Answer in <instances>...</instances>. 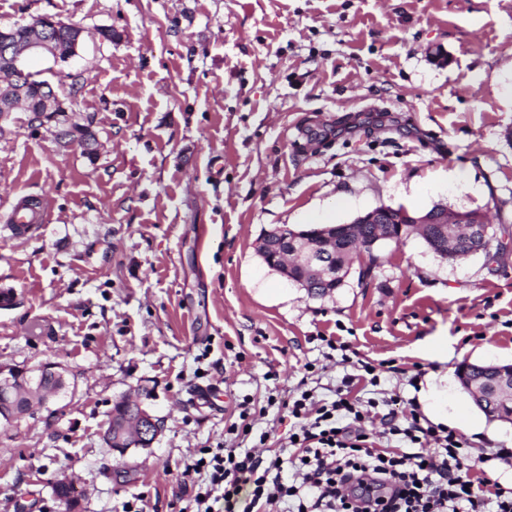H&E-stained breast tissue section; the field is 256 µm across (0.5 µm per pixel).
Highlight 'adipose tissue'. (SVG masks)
<instances>
[{"label": "adipose tissue", "instance_id": "obj_1", "mask_svg": "<svg viewBox=\"0 0 512 512\" xmlns=\"http://www.w3.org/2000/svg\"><path fill=\"white\" fill-rule=\"evenodd\" d=\"M427 358L441 362L442 368L425 375L419 384L417 403L422 414L437 425L457 427L473 434L482 433L485 429L483 420H468L461 416L459 410L448 407V388L452 380V370L446 369L448 360V345L437 342L424 350Z\"/></svg>", "mask_w": 512, "mask_h": 512}]
</instances>
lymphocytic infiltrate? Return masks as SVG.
Segmentation results:
<instances>
[{"mask_svg":"<svg viewBox=\"0 0 512 512\" xmlns=\"http://www.w3.org/2000/svg\"><path fill=\"white\" fill-rule=\"evenodd\" d=\"M348 374L333 401L298 389L287 402L295 438L268 455L248 449L206 448L191 469L205 487L195 512H512V488L472 477L465 440L432 424L400 393L382 399L353 398ZM385 414H378V407ZM386 448L374 450L375 438Z\"/></svg>","mask_w":512,"mask_h":512,"instance_id":"obj_1","label":"lymphocytic infiltrate"}]
</instances>
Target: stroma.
Masks as SVG:
<instances>
[{
    "label": "stroma",
    "instance_id": "1",
    "mask_svg": "<svg viewBox=\"0 0 512 512\" xmlns=\"http://www.w3.org/2000/svg\"><path fill=\"white\" fill-rule=\"evenodd\" d=\"M53 16L81 28L77 55L40 72L90 124L95 156L25 112L0 126V213L43 194L49 219L0 229V364L67 372L66 397L0 421V512H62L71 476L82 512H183L198 449L227 439L250 397L254 433L285 442L299 384L331 401L352 362L404 399L425 342L448 365L512 363V251L452 262L422 238L355 258L314 298L256 252L264 231L351 222L378 206L441 205L512 228V0H0V28ZM112 32L111 39L101 30ZM163 421L112 479L103 441L114 403ZM467 435L477 476L512 448V424Z\"/></svg>",
    "mask_w": 512,
    "mask_h": 512
}]
</instances>
